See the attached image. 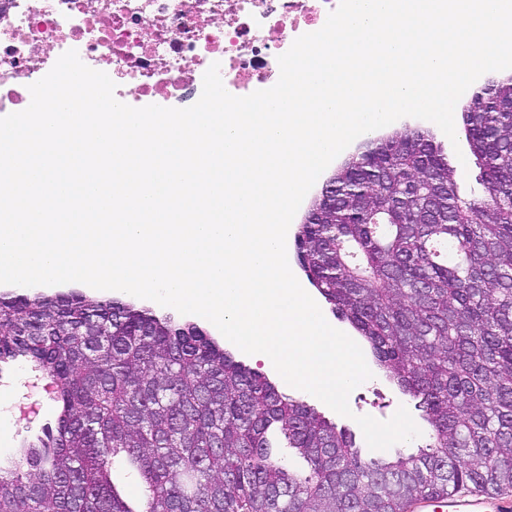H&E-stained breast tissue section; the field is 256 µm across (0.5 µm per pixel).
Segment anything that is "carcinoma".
<instances>
[{
    "label": "carcinoma",
    "mask_w": 512,
    "mask_h": 512,
    "mask_svg": "<svg viewBox=\"0 0 512 512\" xmlns=\"http://www.w3.org/2000/svg\"><path fill=\"white\" fill-rule=\"evenodd\" d=\"M464 108L480 195L430 131H396L336 168L294 235L311 285L418 400L425 448L363 459L194 324L80 293L1 297L0 366L38 367L60 412L0 466V512H410L512 490V75Z\"/></svg>",
    "instance_id": "obj_1"
}]
</instances>
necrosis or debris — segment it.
I'll return each instance as SVG.
<instances>
[{
    "label": "necrosis or debris",
    "instance_id": "obj_1",
    "mask_svg": "<svg viewBox=\"0 0 512 512\" xmlns=\"http://www.w3.org/2000/svg\"><path fill=\"white\" fill-rule=\"evenodd\" d=\"M339 0H0V112L64 52L109 67L117 100L185 108L211 63L235 96L272 87L279 55L319 30Z\"/></svg>",
    "mask_w": 512,
    "mask_h": 512
}]
</instances>
